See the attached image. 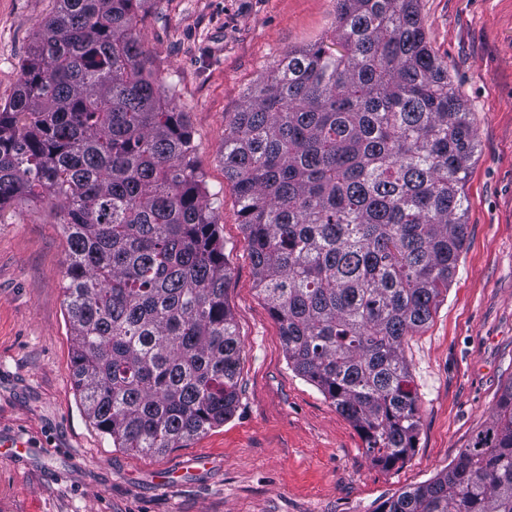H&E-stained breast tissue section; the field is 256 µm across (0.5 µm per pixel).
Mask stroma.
<instances>
[{
  "label": "stroma",
  "mask_w": 512,
  "mask_h": 512,
  "mask_svg": "<svg viewBox=\"0 0 512 512\" xmlns=\"http://www.w3.org/2000/svg\"><path fill=\"white\" fill-rule=\"evenodd\" d=\"M54 0H0V101L21 77ZM433 52L466 102L476 150L467 237L430 323L404 357L418 396L416 447L373 464L360 433L288 364L255 288L224 127L291 50L332 38L337 0H142L154 76L186 113L194 160L224 237L226 296L241 345L240 395L224 425L159 456L113 447L87 419L73 377L57 202L0 218V512H378L452 466L512 380V0H420Z\"/></svg>",
  "instance_id": "35a3bbf8"
}]
</instances>
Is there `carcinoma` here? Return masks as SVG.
<instances>
[{
	"instance_id": "cac0c4a2",
	"label": "carcinoma",
	"mask_w": 512,
	"mask_h": 512,
	"mask_svg": "<svg viewBox=\"0 0 512 512\" xmlns=\"http://www.w3.org/2000/svg\"><path fill=\"white\" fill-rule=\"evenodd\" d=\"M142 2L57 0L35 26L0 103V218L59 203L84 412L113 447L154 455L234 415L241 349L224 238L186 115L137 35ZM474 153L418 0H338L333 45L286 53L224 128V175L288 365L375 464L415 448L402 345L456 269ZM379 512H512V380L453 466Z\"/></svg>"
}]
</instances>
